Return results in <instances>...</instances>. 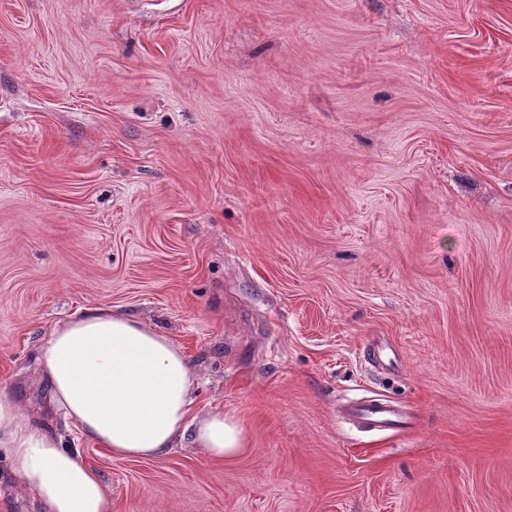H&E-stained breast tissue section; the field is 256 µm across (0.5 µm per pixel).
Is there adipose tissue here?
Listing matches in <instances>:
<instances>
[{
    "mask_svg": "<svg viewBox=\"0 0 512 512\" xmlns=\"http://www.w3.org/2000/svg\"><path fill=\"white\" fill-rule=\"evenodd\" d=\"M38 361L52 409L116 458H152L188 434L214 459L235 457L246 446L232 416L214 413L190 423L194 377L187 357L169 337L127 314L89 308L56 324ZM0 449L13 477L46 512H112L98 475L4 385Z\"/></svg>",
    "mask_w": 512,
    "mask_h": 512,
    "instance_id": "1",
    "label": "adipose tissue"
}]
</instances>
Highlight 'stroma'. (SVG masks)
<instances>
[{
	"label": "stroma",
	"instance_id": "35a3bbf8",
	"mask_svg": "<svg viewBox=\"0 0 512 512\" xmlns=\"http://www.w3.org/2000/svg\"><path fill=\"white\" fill-rule=\"evenodd\" d=\"M89 307L246 450L47 415L37 349ZM1 384L112 512H512V0H0ZM345 412L366 432L407 429L409 426L404 407L393 401L371 399L352 402ZM193 441L213 459L224 460L240 454L246 447V436L242 425L224 413L211 414L191 430Z\"/></svg>",
	"mask_w": 512,
	"mask_h": 512
}]
</instances>
